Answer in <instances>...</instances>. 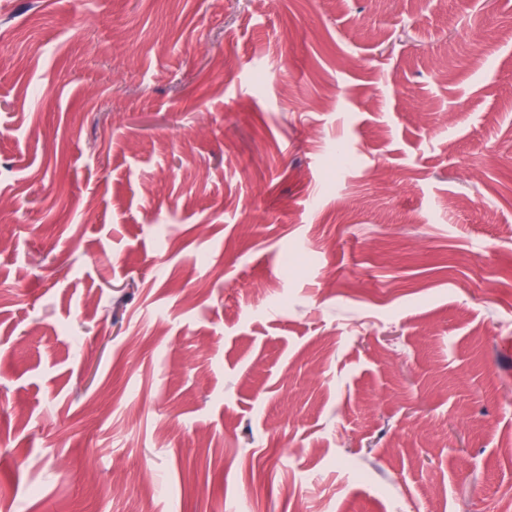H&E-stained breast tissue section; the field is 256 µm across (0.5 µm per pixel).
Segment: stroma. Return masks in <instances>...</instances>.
Segmentation results:
<instances>
[{
    "label": "stroma",
    "mask_w": 512,
    "mask_h": 512,
    "mask_svg": "<svg viewBox=\"0 0 512 512\" xmlns=\"http://www.w3.org/2000/svg\"><path fill=\"white\" fill-rule=\"evenodd\" d=\"M0 512H512V0H0Z\"/></svg>",
    "instance_id": "obj_1"
}]
</instances>
